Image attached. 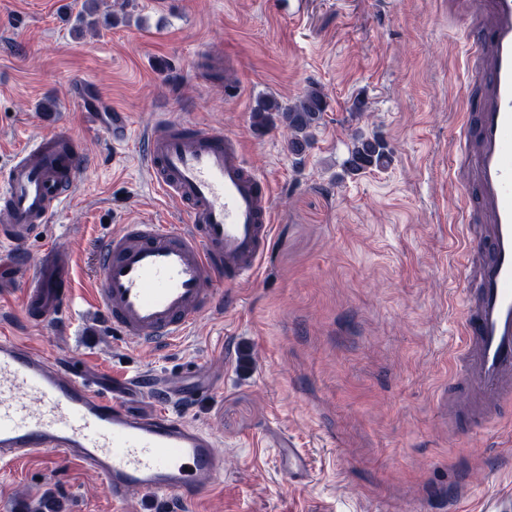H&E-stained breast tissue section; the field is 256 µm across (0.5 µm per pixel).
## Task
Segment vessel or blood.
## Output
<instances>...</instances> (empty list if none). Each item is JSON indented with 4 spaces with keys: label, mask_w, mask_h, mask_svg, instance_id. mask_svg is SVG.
<instances>
[{
    "label": "vessel or blood",
    "mask_w": 512,
    "mask_h": 512,
    "mask_svg": "<svg viewBox=\"0 0 512 512\" xmlns=\"http://www.w3.org/2000/svg\"><path fill=\"white\" fill-rule=\"evenodd\" d=\"M464 23L468 100L448 149L463 233L462 312L438 401L455 436L512 416V0H448ZM159 192L181 207L182 228L138 219L99 246L92 302L109 326L143 347L188 336L217 302V281L254 278L272 238L267 179L241 144L192 123L147 133L142 153ZM85 162L74 137L31 138L0 178V243L22 247L79 185ZM69 269L46 250L18 303L32 323L72 306ZM180 396L141 375L114 390L31 341L0 333V466L59 453L101 476L112 503L134 497L195 499L224 473L208 431L163 410L138 412L131 395Z\"/></svg>",
    "instance_id": "vessel-or-blood-1"
}]
</instances>
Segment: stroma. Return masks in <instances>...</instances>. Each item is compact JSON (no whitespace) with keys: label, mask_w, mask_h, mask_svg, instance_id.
I'll return each mask as SVG.
<instances>
[{"label":"stroma","mask_w":512,"mask_h":512,"mask_svg":"<svg viewBox=\"0 0 512 512\" xmlns=\"http://www.w3.org/2000/svg\"><path fill=\"white\" fill-rule=\"evenodd\" d=\"M301 19L273 0H0V167L30 136L69 130L93 165L43 232L73 267L80 304L35 325L17 296L0 329L104 379L146 374L183 383L185 398L150 397L211 431L224 475L194 502L140 496L116 506L103 480L57 454L0 469V512H454L512 501V419L454 437L437 395L465 285L451 248L457 192L448 170L467 89L448 0H303ZM130 113L127 142L90 125L74 100ZM320 84L329 106L303 155L286 130L252 126L257 100L293 102ZM84 102V103H85ZM362 116H354L355 103ZM192 121L241 141L274 189V236L259 275L233 286L234 306L203 313L180 344L140 347L88 309L103 236L150 215L174 226L140 136ZM387 145L385 167L347 173L354 131ZM297 449L307 475L288 474Z\"/></svg>","instance_id":"1"}]
</instances>
